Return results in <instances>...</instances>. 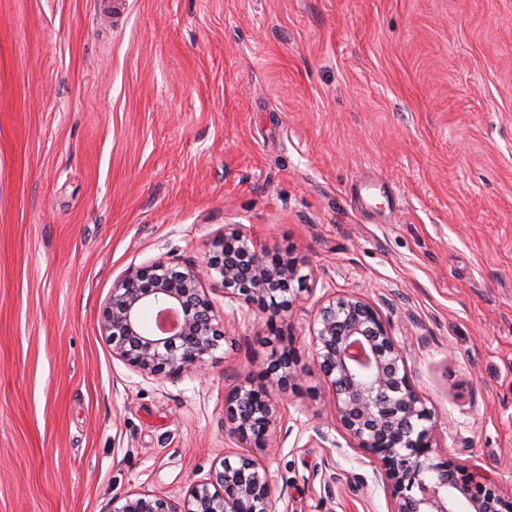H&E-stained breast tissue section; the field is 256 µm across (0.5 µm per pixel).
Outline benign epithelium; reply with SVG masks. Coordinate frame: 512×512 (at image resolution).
Returning a JSON list of instances; mask_svg holds the SVG:
<instances>
[{"mask_svg": "<svg viewBox=\"0 0 512 512\" xmlns=\"http://www.w3.org/2000/svg\"><path fill=\"white\" fill-rule=\"evenodd\" d=\"M287 253L258 246L231 228L212 243L205 265L180 270L159 258L113 283L99 327L112 356L154 378L199 371L224 339L203 281L224 297L267 315L270 354L261 379L234 385L224 397L228 434L272 455L271 432L282 421L276 398L305 373L277 326L309 291V275ZM312 356L332 393L347 444L372 464L373 483L390 512H512V492L472 462L438 453L440 422L416 390L389 322L360 294L329 295L312 331ZM267 466L247 455L228 458L212 478L179 501L130 494L112 512H274Z\"/></svg>", "mask_w": 512, "mask_h": 512, "instance_id": "obj_1", "label": "benign epithelium"}]
</instances>
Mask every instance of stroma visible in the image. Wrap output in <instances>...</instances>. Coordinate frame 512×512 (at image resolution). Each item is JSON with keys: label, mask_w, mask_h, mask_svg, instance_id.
<instances>
[{"label": "stroma", "mask_w": 512, "mask_h": 512, "mask_svg": "<svg viewBox=\"0 0 512 512\" xmlns=\"http://www.w3.org/2000/svg\"><path fill=\"white\" fill-rule=\"evenodd\" d=\"M0 0V512L185 495L234 450L224 392L266 315L214 294L202 372L141 375L112 284L205 261L232 226L308 273L281 324L306 372L275 512H389L313 364L327 293L389 320L442 451L512 489V0Z\"/></svg>", "instance_id": "obj_1"}]
</instances>
